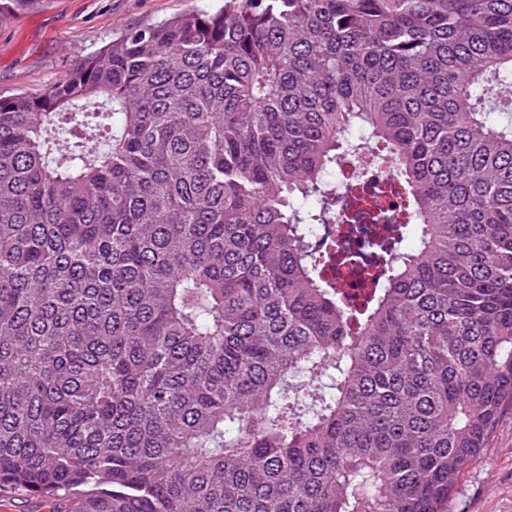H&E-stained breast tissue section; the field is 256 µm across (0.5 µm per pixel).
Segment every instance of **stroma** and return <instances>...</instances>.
Wrapping results in <instances>:
<instances>
[{
  "label": "stroma",
  "instance_id": "1",
  "mask_svg": "<svg viewBox=\"0 0 512 512\" xmlns=\"http://www.w3.org/2000/svg\"><path fill=\"white\" fill-rule=\"evenodd\" d=\"M220 0H37L0 22V97L36 95L135 26L150 27ZM451 512H512V409H505L481 460L466 469Z\"/></svg>",
  "mask_w": 512,
  "mask_h": 512
}]
</instances>
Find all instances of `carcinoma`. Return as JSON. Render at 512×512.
<instances>
[{
	"label": "carcinoma",
	"instance_id": "obj_1",
	"mask_svg": "<svg viewBox=\"0 0 512 512\" xmlns=\"http://www.w3.org/2000/svg\"><path fill=\"white\" fill-rule=\"evenodd\" d=\"M505 101L512 0H224L0 98V494L450 512L512 406ZM363 139L401 218L336 194ZM339 223L395 225L357 307Z\"/></svg>",
	"mask_w": 512,
	"mask_h": 512
}]
</instances>
